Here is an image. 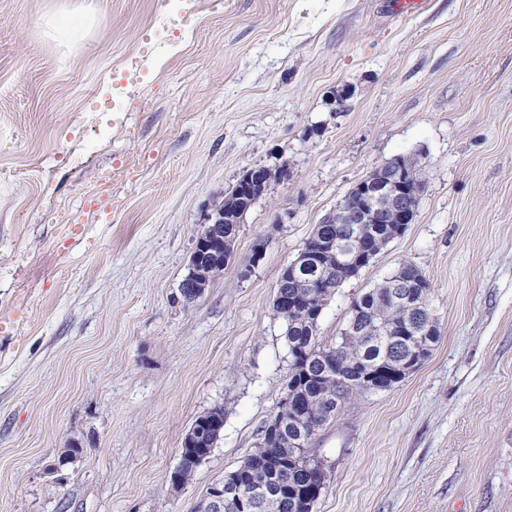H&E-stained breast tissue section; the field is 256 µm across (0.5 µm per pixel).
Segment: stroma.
I'll return each instance as SVG.
<instances>
[{"label":"stroma","mask_w":512,"mask_h":512,"mask_svg":"<svg viewBox=\"0 0 512 512\" xmlns=\"http://www.w3.org/2000/svg\"><path fill=\"white\" fill-rule=\"evenodd\" d=\"M399 156L423 180L416 219L317 338L408 263L440 339L316 432L313 512H512V0H0V512H194L288 379L282 270ZM257 166L288 177L186 301L208 215ZM216 405L219 441L172 488ZM200 416H198L196 418V420ZM207 422H211L212 426L217 428V434H219V432L221 430H223V428H224V419H223V422H220L219 417L216 415H210V416L207 415V416L199 418L196 422H194L193 426L187 432V434L185 435V437L183 439V448L181 449L179 463L171 475L172 488H175V489L180 488L181 486L184 485V483H187L189 480H191L192 476L195 473V470H187L185 472H184V470H186L187 468L193 467L194 465L199 464L204 460V458H205L204 456L198 457L193 454H188L187 448H193L192 446L194 445V443L199 442L204 439V437L207 434V432H205V430L208 427ZM199 425L204 427V429H201L199 427ZM181 474H182L184 483L182 482V480L180 478Z\"/></svg>","instance_id":"1"}]
</instances>
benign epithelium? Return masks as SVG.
<instances>
[{
    "instance_id": "benign-epithelium-1",
    "label": "benign epithelium",
    "mask_w": 512,
    "mask_h": 512,
    "mask_svg": "<svg viewBox=\"0 0 512 512\" xmlns=\"http://www.w3.org/2000/svg\"><path fill=\"white\" fill-rule=\"evenodd\" d=\"M283 169L272 171L261 169L256 184H246L237 187L236 195L250 194L263 195L273 181L285 179ZM422 188L415 180L412 172L402 166H381L376 173L369 176L351 188L343 200L336 207V211L325 218L323 223L346 225L342 237L330 241L311 236L304 247L303 253H317L320 248L329 246L330 254H339L344 264L359 270L374 256V252L363 247L364 229L362 225L368 222L378 224H399L406 226L414 222L416 206ZM224 240V206L217 207L208 217L196 243L191 260L190 275L181 284L182 294L190 295L191 299L200 296L210 282L223 273L222 267L210 259L211 247ZM307 264L297 258L288 264V282L302 283L312 288L322 279L318 274L309 279L306 275ZM395 335L410 337L407 345V357L397 363L393 359H386L366 370L359 381L360 386L367 391H382L388 389L387 381H396L403 375L413 371L420 363L421 346L418 329L412 324L396 328ZM299 415V405L290 388H284L283 395L278 402L277 412L273 413L264 427L266 440L279 442L288 436V422ZM221 431L224 423L216 415L204 416L194 422L191 429L183 439L178 466L171 475L172 488L183 486L181 474L184 470L201 463L204 457L187 453V448L199 442L206 436L207 423ZM247 466L241 464L235 470L224 474V480L209 488L207 495L200 501L199 512H223L224 506L231 503L235 512H256L264 501L272 496L287 497L288 479L278 482L275 491L262 489L255 492L248 491L245 476Z\"/></svg>"
}]
</instances>
